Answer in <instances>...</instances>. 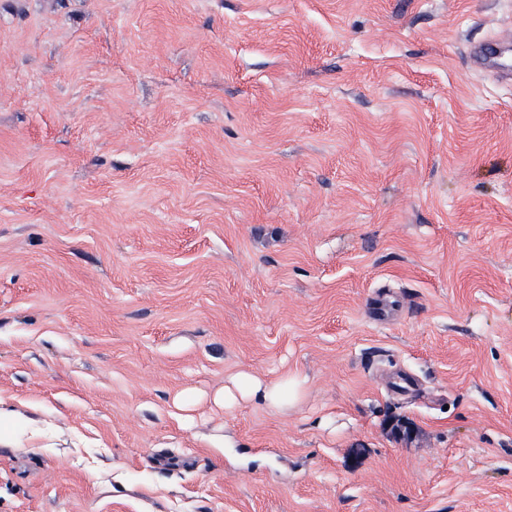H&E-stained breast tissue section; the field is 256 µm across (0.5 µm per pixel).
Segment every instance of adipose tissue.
<instances>
[{
  "instance_id": "obj_1",
  "label": "adipose tissue",
  "mask_w": 512,
  "mask_h": 512,
  "mask_svg": "<svg viewBox=\"0 0 512 512\" xmlns=\"http://www.w3.org/2000/svg\"><path fill=\"white\" fill-rule=\"evenodd\" d=\"M305 390V378L296 374L263 381L249 373L241 372L225 386L222 400L227 406L241 399L256 400L271 410L283 412L299 402Z\"/></svg>"
}]
</instances>
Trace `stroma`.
<instances>
[{"instance_id":"35a3bbf8","label":"stroma","mask_w":512,"mask_h":512,"mask_svg":"<svg viewBox=\"0 0 512 512\" xmlns=\"http://www.w3.org/2000/svg\"><path fill=\"white\" fill-rule=\"evenodd\" d=\"M496 35L512 0H0V512H512ZM240 371L307 391L217 405ZM500 46L501 43L497 40H490L483 45H480L474 50L475 60L479 65L485 68L506 71L508 75H510L511 69L509 67L501 66Z\"/></svg>"}]
</instances>
